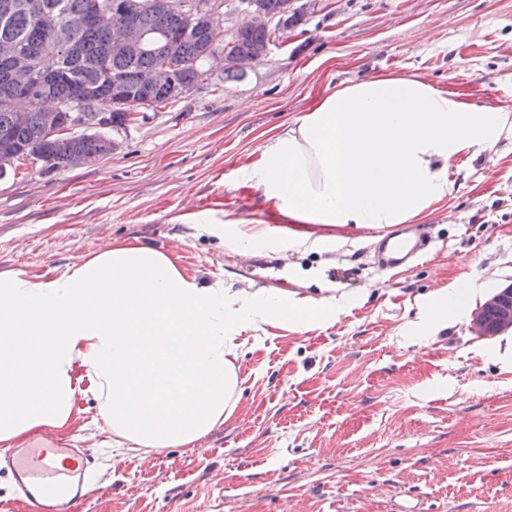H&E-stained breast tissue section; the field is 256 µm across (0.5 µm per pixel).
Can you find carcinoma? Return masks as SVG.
<instances>
[{
  "mask_svg": "<svg viewBox=\"0 0 512 512\" xmlns=\"http://www.w3.org/2000/svg\"><path fill=\"white\" fill-rule=\"evenodd\" d=\"M11 9H0V40H13L19 49L35 59L38 68L50 77L46 93L32 94L6 76V65L0 61V138L8 140L31 160L42 163L50 173L71 166L72 158L96 157L112 151L111 142L99 134L70 133L62 141L44 139L40 107L44 101L78 109L88 125L94 124L98 106L112 102L106 73L126 86L128 100L148 101L154 107L177 102L178 93L171 86H151L142 82L145 73L167 60H176L181 68L176 84L196 86L207 79L202 60L213 42V33L198 22L184 20L172 7L171 0H145L135 14L138 27L146 33L143 49L117 47L112 42L111 28L106 23H93L88 15L98 11L112 12L115 0H10ZM59 20L70 22L76 32V47L69 53L57 52L52 44V29ZM274 31L263 24L245 26L227 44L228 54L250 57L263 53L271 43ZM26 100L27 120L16 121V101Z\"/></svg>",
  "mask_w": 512,
  "mask_h": 512,
  "instance_id": "cac0c4a2",
  "label": "carcinoma"
}]
</instances>
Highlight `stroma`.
Segmentation results:
<instances>
[{
  "label": "stroma",
  "instance_id": "35a3bbf8",
  "mask_svg": "<svg viewBox=\"0 0 512 512\" xmlns=\"http://www.w3.org/2000/svg\"><path fill=\"white\" fill-rule=\"evenodd\" d=\"M239 81L222 69L174 107L106 129L111 153L0 178V269L62 273L107 242L175 251L187 273L284 297L336 296L335 323L250 330L234 416L146 459L113 448L82 380L68 439L90 449L95 485L76 512H512V334L474 335L472 311L512 283V116L495 153L459 163L422 222L431 251L378 267V228L309 225L316 250L242 256L189 237L186 211L252 225L269 208L240 166L340 83L417 74L462 101L512 102V0H297ZM476 293L449 323L438 292ZM450 288L437 297L435 308L442 322L452 316L454 307L468 300L475 292L472 281L466 278L456 281Z\"/></svg>",
  "mask_w": 512,
  "mask_h": 512
}]
</instances>
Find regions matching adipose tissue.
I'll list each match as a JSON object with an SVG mask.
<instances>
[{
  "instance_id": "obj_1",
  "label": "adipose tissue",
  "mask_w": 512,
  "mask_h": 512,
  "mask_svg": "<svg viewBox=\"0 0 512 512\" xmlns=\"http://www.w3.org/2000/svg\"><path fill=\"white\" fill-rule=\"evenodd\" d=\"M505 121L418 75L342 83L241 169L284 238L196 211L179 221L232 250L271 251L309 245L306 224H406L448 198L456 159L492 151ZM339 309L332 296L286 301L205 283L135 240L80 255L58 275L0 270V446L67 426L80 367L113 447L188 446L235 413L244 331L304 333Z\"/></svg>"
}]
</instances>
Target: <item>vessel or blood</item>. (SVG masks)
Segmentation results:
<instances>
[{
  "instance_id": "obj_1",
  "label": "vessel or blood",
  "mask_w": 512,
  "mask_h": 512,
  "mask_svg": "<svg viewBox=\"0 0 512 512\" xmlns=\"http://www.w3.org/2000/svg\"><path fill=\"white\" fill-rule=\"evenodd\" d=\"M425 248L420 228L406 225L382 236L375 254L381 268L394 270L407 267ZM5 469L13 473L33 512H74L94 472L87 449L67 447L51 438L0 456V470Z\"/></svg>"
}]
</instances>
